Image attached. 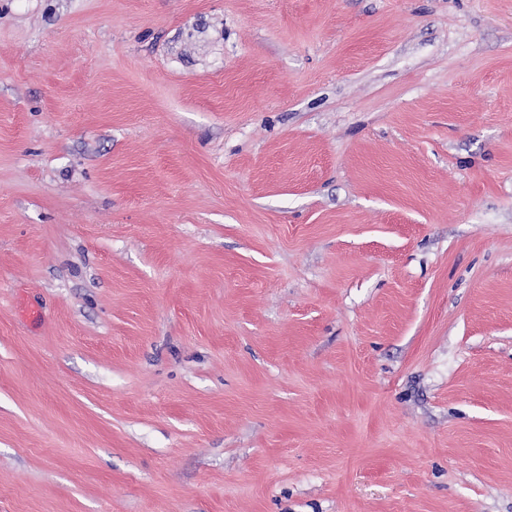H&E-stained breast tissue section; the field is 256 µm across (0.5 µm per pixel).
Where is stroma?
I'll return each instance as SVG.
<instances>
[{"label":"stroma","instance_id":"35a3bbf8","mask_svg":"<svg viewBox=\"0 0 512 512\" xmlns=\"http://www.w3.org/2000/svg\"><path fill=\"white\" fill-rule=\"evenodd\" d=\"M0 512H512V0H0Z\"/></svg>","mask_w":512,"mask_h":512}]
</instances>
